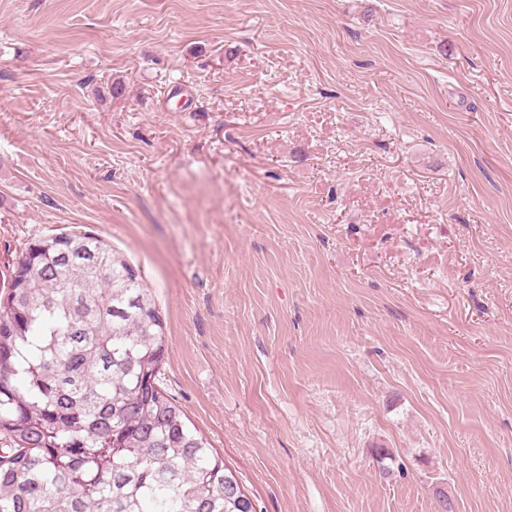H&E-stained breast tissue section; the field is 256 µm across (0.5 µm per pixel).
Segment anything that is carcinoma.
I'll list each match as a JSON object with an SVG mask.
<instances>
[{
	"label": "carcinoma",
	"mask_w": 512,
	"mask_h": 512,
	"mask_svg": "<svg viewBox=\"0 0 512 512\" xmlns=\"http://www.w3.org/2000/svg\"><path fill=\"white\" fill-rule=\"evenodd\" d=\"M133 269L88 232L34 240L9 268L0 512H257L162 388V323Z\"/></svg>",
	"instance_id": "cac0c4a2"
}]
</instances>
